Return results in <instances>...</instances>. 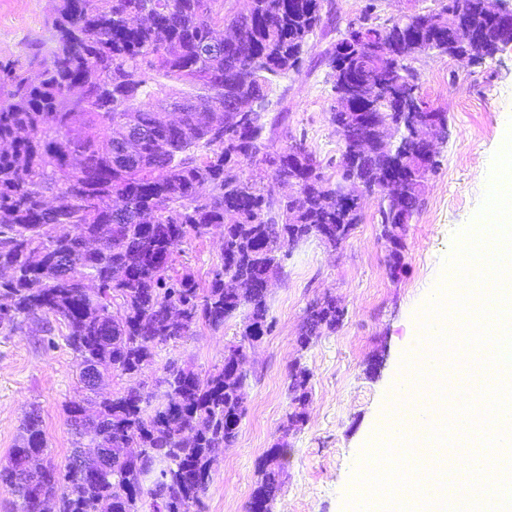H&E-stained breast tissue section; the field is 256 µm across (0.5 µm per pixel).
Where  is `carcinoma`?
I'll return each mask as SVG.
<instances>
[{"instance_id": "cac0c4a2", "label": "carcinoma", "mask_w": 512, "mask_h": 512, "mask_svg": "<svg viewBox=\"0 0 512 512\" xmlns=\"http://www.w3.org/2000/svg\"><path fill=\"white\" fill-rule=\"evenodd\" d=\"M462 1L487 43L494 20ZM238 0H60L53 21L56 50L38 80L9 71L8 103L0 106V324L38 315L49 328H65L67 345L99 376L133 377L156 348L178 343L202 323L213 330L242 316V343L224 355L242 356L244 343L273 329L267 284L282 273L288 247L321 232L328 248L342 245L361 222V203L322 202L330 181L316 155L292 139L269 152L262 113L237 138L212 123L207 108L239 97L261 102L272 79L298 68L321 21L322 0H251L248 19L237 25ZM348 22L327 52L333 84L347 75L403 80L418 54L446 56L448 29L435 16L410 14L386 24ZM217 33L235 37L212 54L201 44ZM385 50L379 70L371 53ZM415 116L448 122V112L416 95ZM393 149L370 153L359 175L392 164L407 175L403 198L380 197L381 238L390 246L395 274L406 226L418 213L427 174L409 139V120L387 111ZM263 162L273 178L303 179L295 196L277 198L269 185L245 175ZM224 227V252L201 283L193 273L171 275L174 253L189 236ZM243 278L244 291L225 287ZM184 306L183 323L170 322V307ZM344 320L336 299L325 297L310 332L298 344L334 331ZM247 375L228 381L225 367L201 376L190 363L164 366L163 390L151 398L130 387L107 397L66 404L74 448H106L109 462L84 463V474L46 463L45 475L24 485L19 472L30 459L48 455L39 408L21 425L15 448L0 464V483L15 500L14 512H32L37 496L58 501V512H192L211 481L215 451L235 442L246 407ZM310 373L296 364L289 375L288 421H306ZM288 443L268 450L251 501H271L281 487Z\"/></svg>"}]
</instances>
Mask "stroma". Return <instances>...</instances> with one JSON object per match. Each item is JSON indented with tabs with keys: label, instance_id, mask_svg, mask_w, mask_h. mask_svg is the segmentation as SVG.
Returning <instances> with one entry per match:
<instances>
[{
	"label": "stroma",
	"instance_id": "stroma-1",
	"mask_svg": "<svg viewBox=\"0 0 512 512\" xmlns=\"http://www.w3.org/2000/svg\"><path fill=\"white\" fill-rule=\"evenodd\" d=\"M365 0H323L322 22L309 39L296 71L278 80L266 107V135L275 148L302 139L338 178L342 144L331 122L335 94L326 52ZM58 0H0V73L26 70L37 78L56 47L52 23ZM421 96L448 112L449 136L438 147L439 167L423 190V205L406 228L399 274L389 269L376 196L361 201L362 221L336 250L312 238L293 247L284 273L273 281L269 317L273 330L248 349L244 367L246 414L238 437L219 451L204 498L206 512H245L260 480L267 450L286 439L288 461L271 512H347L380 424L403 349L428 300L447 271L454 235L471 223L489 184L494 154L512 125V53L483 63L447 56L414 60ZM224 244L222 228L190 237L175 254L174 270L207 281ZM333 297L347 309L335 331L308 347L297 343L309 302ZM241 318L215 331L194 327L185 341L159 346L138 378L113 374L103 390L118 392L155 378L170 361L192 362L200 374L224 363V348L239 342ZM301 364L310 373L305 424L288 430V374ZM79 361L61 331L43 332L38 321L0 325V462L13 448L22 419L39 407L51 460L65 466L72 436L66 404L81 397Z\"/></svg>",
	"mask_w": 512,
	"mask_h": 512
}]
</instances>
